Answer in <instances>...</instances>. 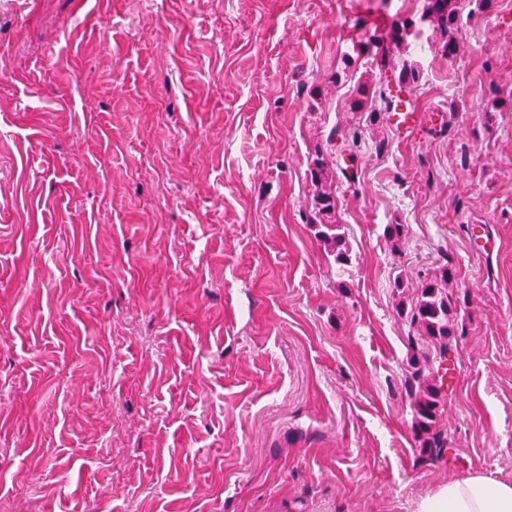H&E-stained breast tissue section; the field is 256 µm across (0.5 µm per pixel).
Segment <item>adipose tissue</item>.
Here are the masks:
<instances>
[{
    "instance_id": "adipose-tissue-1",
    "label": "adipose tissue",
    "mask_w": 512,
    "mask_h": 512,
    "mask_svg": "<svg viewBox=\"0 0 512 512\" xmlns=\"http://www.w3.org/2000/svg\"><path fill=\"white\" fill-rule=\"evenodd\" d=\"M416 512H512V480L475 471L438 486Z\"/></svg>"
}]
</instances>
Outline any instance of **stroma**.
<instances>
[{
  "mask_svg": "<svg viewBox=\"0 0 512 512\" xmlns=\"http://www.w3.org/2000/svg\"><path fill=\"white\" fill-rule=\"evenodd\" d=\"M421 7L0 5V512H413L512 479V112L481 121L512 95V0L465 16L456 63L406 49L413 136L364 130L336 178L347 272L306 222L315 148L359 120L342 55ZM447 262L435 460L393 281Z\"/></svg>",
  "mask_w": 512,
  "mask_h": 512,
  "instance_id": "1",
  "label": "stroma"
}]
</instances>
